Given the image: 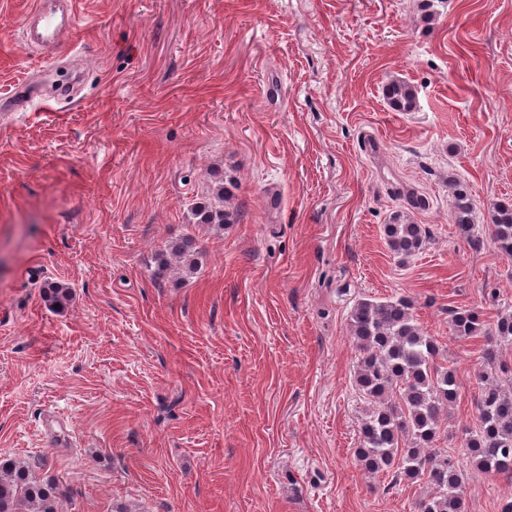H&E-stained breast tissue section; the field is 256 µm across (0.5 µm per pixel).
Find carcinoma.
<instances>
[{
  "label": "carcinoma",
  "mask_w": 512,
  "mask_h": 512,
  "mask_svg": "<svg viewBox=\"0 0 512 512\" xmlns=\"http://www.w3.org/2000/svg\"><path fill=\"white\" fill-rule=\"evenodd\" d=\"M383 93L394 111L414 109L416 96L409 83L392 80ZM211 195L213 204L190 208L193 223L220 228L233 223L234 213L224 206V184L217 183ZM449 210L459 238L471 249H481L484 239L475 233L473 199L455 181ZM486 232L499 254L512 259V203L493 206ZM385 236L390 251L402 260L422 252L430 239L422 225L399 214L385 225ZM195 254L190 237L164 245L157 255L155 277H164L176 263L185 274H193ZM42 295L60 312L69 305L72 291L52 281L45 283ZM448 316L454 338L481 336L486 341L475 367L477 425L465 430L463 455L484 474L512 478V362L501 358V347L512 346V311H500L492 325L473 308L453 307ZM348 329L360 353L355 383L370 404L361 418L356 465L371 477L389 473L395 482H423L427 492L418 502V512H465L466 473L460 454L436 444L442 415L458 397L456 369L440 363L444 355L437 341L418 325L405 297L357 301ZM57 505L55 483L35 480L17 461H0V512H57Z\"/></svg>",
  "instance_id": "carcinoma-1"
}]
</instances>
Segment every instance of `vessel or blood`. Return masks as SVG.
Here are the masks:
<instances>
[{"mask_svg":"<svg viewBox=\"0 0 512 512\" xmlns=\"http://www.w3.org/2000/svg\"><path fill=\"white\" fill-rule=\"evenodd\" d=\"M77 0H36L24 30L27 44L56 48L72 36L77 23Z\"/></svg>","mask_w":512,"mask_h":512,"instance_id":"1","label":"vessel or blood"}]
</instances>
